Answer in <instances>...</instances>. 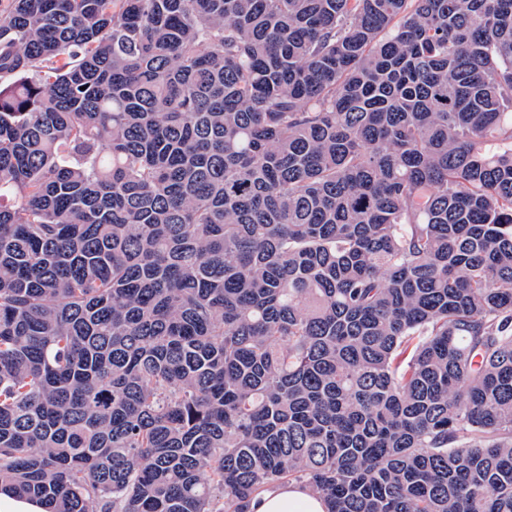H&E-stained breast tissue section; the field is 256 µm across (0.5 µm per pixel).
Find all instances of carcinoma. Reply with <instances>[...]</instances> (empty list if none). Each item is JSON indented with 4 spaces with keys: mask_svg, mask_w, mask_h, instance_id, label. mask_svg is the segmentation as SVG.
<instances>
[{
    "mask_svg": "<svg viewBox=\"0 0 512 512\" xmlns=\"http://www.w3.org/2000/svg\"><path fill=\"white\" fill-rule=\"evenodd\" d=\"M287 481L512 512V0H0V485Z\"/></svg>",
    "mask_w": 512,
    "mask_h": 512,
    "instance_id": "obj_1",
    "label": "carcinoma"
}]
</instances>
